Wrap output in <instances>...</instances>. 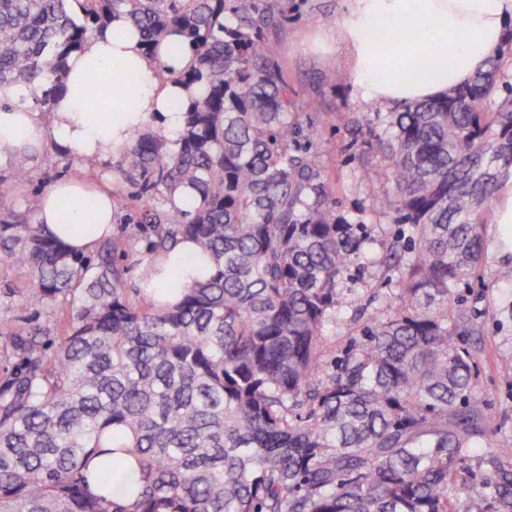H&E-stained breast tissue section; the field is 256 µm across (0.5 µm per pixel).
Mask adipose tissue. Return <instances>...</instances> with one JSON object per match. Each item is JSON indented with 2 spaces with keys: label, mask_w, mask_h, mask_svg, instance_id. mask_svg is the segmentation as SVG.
Listing matches in <instances>:
<instances>
[{
  "label": "adipose tissue",
  "mask_w": 512,
  "mask_h": 512,
  "mask_svg": "<svg viewBox=\"0 0 512 512\" xmlns=\"http://www.w3.org/2000/svg\"><path fill=\"white\" fill-rule=\"evenodd\" d=\"M512 22V0H347L337 27L349 59L348 78L364 100L402 105L439 98L469 84L496 56ZM192 55L175 32L160 42L157 61L147 60L140 35L124 15H114L67 60L62 90L49 113L39 111L29 89L0 93V170L9 169L16 152H36L46 143L73 155L121 154L133 129H157L177 146L183 112L193 95L160 76V66L181 73ZM112 81V103L88 108L93 79ZM87 186L75 178L54 181L36 202L35 218L46 235L80 252L90 251L116 224L112 199L99 192V207L88 214L80 205ZM94 223V232L83 226ZM189 242L173 252L155 287L188 285L209 271L207 262L188 263Z\"/></svg>",
  "instance_id": "1"
}]
</instances>
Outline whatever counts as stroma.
<instances>
[{
  "mask_svg": "<svg viewBox=\"0 0 512 512\" xmlns=\"http://www.w3.org/2000/svg\"><path fill=\"white\" fill-rule=\"evenodd\" d=\"M344 0H288V21L274 40L276 58L287 70L296 92L297 121L311 135V149L335 181L337 211L352 224H366L377 240H385L394 226L375 210V199L383 190L376 176L379 159L369 150L368 120L380 104L354 96L349 82L318 87L321 72L329 66L346 72L347 55L335 38L336 21ZM330 35L329 47L316 44L317 35ZM66 150L50 147L38 161L30 180L11 184L9 201L34 204L33 187L67 176ZM484 266L499 273L491 287L474 281L462 287L470 317L481 324L482 333L472 339L478 365L481 397L495 427L512 440V258L500 255L494 232H487ZM351 289L355 306L337 317L324 331L326 361L342 356L351 343L347 324L357 322L361 307L374 292L388 291L367 261L355 264L342 281Z\"/></svg>",
  "mask_w": 512,
  "mask_h": 512,
  "instance_id": "1",
  "label": "stroma"
}]
</instances>
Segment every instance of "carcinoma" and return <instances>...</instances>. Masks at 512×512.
<instances>
[{
  "label": "carcinoma",
  "mask_w": 512,
  "mask_h": 512,
  "mask_svg": "<svg viewBox=\"0 0 512 512\" xmlns=\"http://www.w3.org/2000/svg\"><path fill=\"white\" fill-rule=\"evenodd\" d=\"M116 12L150 60L179 33L198 93L179 148L132 133L122 227L87 254L0 180V309L34 311L0 318V512H512V448L476 400L478 328L454 298L512 175V30L469 85L375 113L376 208L401 225L377 256L298 138L271 42L288 0H0V89L47 109L51 75ZM69 165L100 178L94 155ZM184 240L203 279L172 301L130 280ZM363 259L398 289L325 373L323 328ZM130 461L131 497H108Z\"/></svg>",
  "instance_id": "obj_1"
}]
</instances>
